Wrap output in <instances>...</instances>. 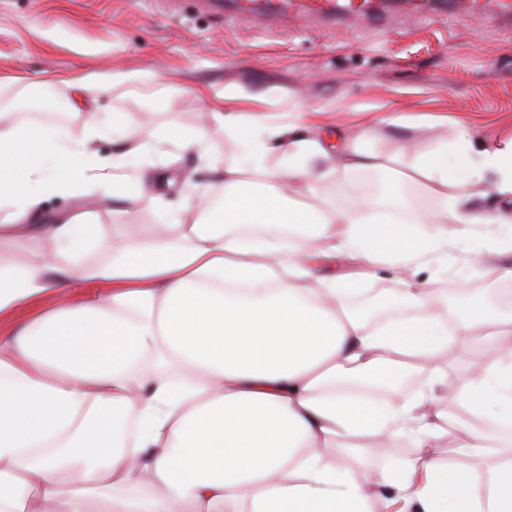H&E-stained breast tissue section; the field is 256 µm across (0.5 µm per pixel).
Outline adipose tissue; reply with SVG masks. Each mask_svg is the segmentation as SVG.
Here are the masks:
<instances>
[{
  "instance_id": "1",
  "label": "adipose tissue",
  "mask_w": 512,
  "mask_h": 512,
  "mask_svg": "<svg viewBox=\"0 0 512 512\" xmlns=\"http://www.w3.org/2000/svg\"><path fill=\"white\" fill-rule=\"evenodd\" d=\"M241 117L215 110L192 132L168 129L160 142L210 153L216 131ZM99 126L80 133L20 124L0 113V240L48 242L35 264L0 262V320L32 312L14 335L0 336V512H512V314L477 296L434 300L409 276L388 302L398 315L375 324L349 305L353 282L317 274L322 248L375 263L417 261L455 249L452 224H479L491 271L512 282V141L470 151L457 124L458 152L432 151L397 163L440 210L359 207L312 210L284 194L313 192L330 171L381 169L357 144L330 155L316 137L273 129L276 145L254 134L244 164L224 168V206L213 224L187 203L172 223L135 245L123 225L103 238L86 213L34 223L43 198L89 189L105 199H138L139 182L121 171L155 150L127 141L104 172L91 149ZM285 156L266 166L271 147ZM263 181L247 187L245 169ZM506 206L479 209L486 188ZM371 210L362 218L361 210ZM111 262L87 269L89 249ZM101 284L94 300H61L76 281ZM467 344L470 370L457 401L499 425L439 451L448 425L435 407L445 374L400 394L398 373ZM382 384L381 400L351 394ZM367 437L380 448L399 440L415 452L395 469L360 478L330 455L337 438Z\"/></svg>"
}]
</instances>
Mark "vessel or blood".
<instances>
[{
	"label": "vessel or blood",
	"mask_w": 512,
	"mask_h": 512,
	"mask_svg": "<svg viewBox=\"0 0 512 512\" xmlns=\"http://www.w3.org/2000/svg\"><path fill=\"white\" fill-rule=\"evenodd\" d=\"M237 10L273 22L284 15L367 22L382 17L387 0H236ZM402 6L422 17L440 5L467 17L487 19L495 25L512 23V0H401Z\"/></svg>",
	"instance_id": "vessel-or-blood-1"
}]
</instances>
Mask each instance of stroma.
<instances>
[{
	"mask_svg": "<svg viewBox=\"0 0 512 512\" xmlns=\"http://www.w3.org/2000/svg\"><path fill=\"white\" fill-rule=\"evenodd\" d=\"M229 10L228 0L211 8L202 0H0V110L24 122L46 109L74 131L99 123L104 132L94 147L104 160L118 139L153 143L169 128L191 131L209 102L220 100L246 129L256 115L275 123L315 112L302 134L319 132L332 148L341 133L385 157L405 144L416 153L452 146L458 121L476 150L512 140V29L495 30L448 10L423 22L397 9L388 26L370 28L302 17L269 26L229 18ZM117 70L152 74L155 83L124 94L92 88L80 96L68 85L74 76ZM163 151L167 185L148 184L136 201L49 196L36 223L87 212L104 236L122 224L134 243L169 223L187 196L209 203L222 190L216 169L243 161L241 137L230 133L219 134L206 160L168 144ZM388 179L379 170L352 173L350 192L339 197L330 175L301 201L314 209L343 208L383 192ZM448 230L458 246L447 266L416 261V279L458 300L456 271L467 262L468 283H479V296L504 308L474 234L454 224ZM358 285L351 305L371 306L397 288L396 263L371 267Z\"/></svg>",
	"mask_w": 512,
	"mask_h": 512,
	"instance_id": "obj_1",
	"label": "stroma"
}]
</instances>
